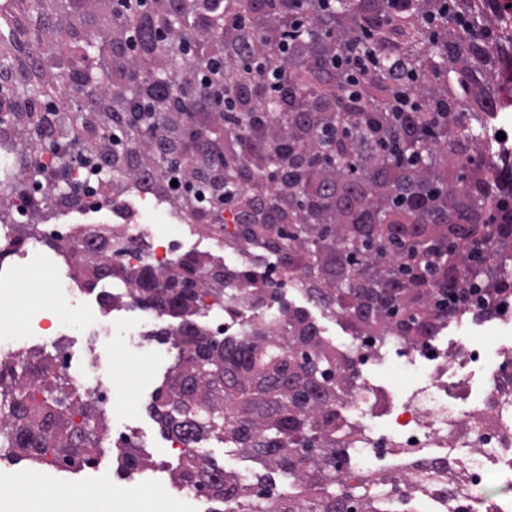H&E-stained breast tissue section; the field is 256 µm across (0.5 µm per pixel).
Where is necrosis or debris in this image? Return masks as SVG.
<instances>
[{"label": "necrosis or debris", "mask_w": 512, "mask_h": 512, "mask_svg": "<svg viewBox=\"0 0 512 512\" xmlns=\"http://www.w3.org/2000/svg\"><path fill=\"white\" fill-rule=\"evenodd\" d=\"M72 177L80 183L92 182V193L84 201L90 207H108L111 223L61 224L54 213L36 206L34 194L22 198L0 195V238L15 241L16 255L29 256L49 239L64 246L106 239L123 246L121 260L126 265L164 270L192 252L191 218L169 197L141 187L108 196L102 190L101 178L87 179L78 170ZM147 210L165 216L177 225V232L159 236L156 225L141 219ZM26 224L40 225L39 234L17 237V228ZM141 240L150 242V251L135 249V242ZM48 274L52 286L44 294L41 312L30 317L26 337L55 343L60 327L52 311L62 304L71 306L91 324L98 347L79 369L72 365L73 350L58 353V367L87 395L109 405L114 394L107 379L110 328H123L130 346L140 349L147 343L142 321L120 314L108 322L99 320L93 313V302L73 288L68 272L52 265ZM268 275L278 281V300L257 310L241 308L225 317L216 316L212 303L207 302L200 308V323L215 336L244 333L259 321L279 329L280 299L302 293L303 287L298 276L281 277L278 267H270ZM342 348L356 360L358 368L345 419L358 437L360 472H408L423 460H444L460 474L470 512H512L511 500L490 504L484 496L490 480L512 486V387L502 386L500 374V359L512 354L511 346L482 344L470 322L462 320L426 346L410 349L398 344L382 349L352 337ZM396 359L415 375V382L399 388L385 378V370Z\"/></svg>", "instance_id": "1"}]
</instances>
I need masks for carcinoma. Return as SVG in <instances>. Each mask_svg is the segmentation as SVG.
<instances>
[{"instance_id":"cac0c4a2","label":"carcinoma","mask_w":512,"mask_h":512,"mask_svg":"<svg viewBox=\"0 0 512 512\" xmlns=\"http://www.w3.org/2000/svg\"><path fill=\"white\" fill-rule=\"evenodd\" d=\"M306 18L288 52L282 31ZM249 53L289 76L285 96L254 74L238 111L201 82ZM358 53L373 64L348 78ZM512 61V12L502 0H0V134L23 165L47 146L80 167L154 183L179 198L197 230L224 234L257 261L277 256L301 276L324 314L356 337L427 343L459 313L494 315L512 297V170L487 135ZM30 180L40 201L65 198L60 166ZM275 186L270 190L269 186ZM25 181L0 172V188ZM106 242L71 251L85 286L133 290L136 302L178 320V351L151 406L169 438L191 445L178 484L208 512H469L448 463L412 477L345 479L352 433L344 418L354 361L321 335L307 308L282 305V333L262 324L211 335L196 320L202 292L232 290L228 310L277 299L256 268L189 253L168 269L129 268ZM48 362L0 361L5 457L83 466L101 432L63 411ZM44 394L37 399L30 385ZM211 435L260 461L255 487L193 444Z\"/></svg>"}]
</instances>
